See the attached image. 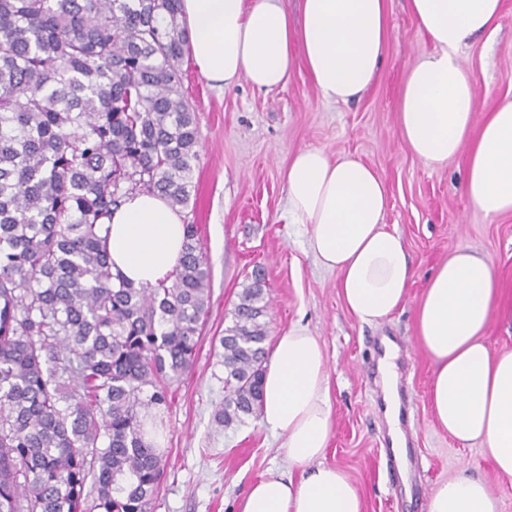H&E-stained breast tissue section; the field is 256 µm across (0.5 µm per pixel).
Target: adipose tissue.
Listing matches in <instances>:
<instances>
[{
  "mask_svg": "<svg viewBox=\"0 0 512 512\" xmlns=\"http://www.w3.org/2000/svg\"><path fill=\"white\" fill-rule=\"evenodd\" d=\"M180 7L188 54L219 88L242 76L261 90L282 87L300 62L324 99L348 102L370 88L390 46L387 0H302L297 21L283 0H181ZM501 8L502 0H409L437 50L411 69L397 114L402 139L427 167L465 157L466 195L487 216L512 213V99L477 120L474 81L457 52L498 26ZM283 177L288 221L336 271L348 311L379 322L403 306L414 273L402 237L384 223L385 181L354 157L312 147L291 155ZM108 227L112 269L134 285H156L182 259L183 219L161 195L128 196ZM495 311L512 321L491 261L461 248L429 278L415 331L434 362L429 398L439 426L461 445L480 444L512 479V352L494 354L484 340ZM330 420L323 347L307 327L293 326L264 366L260 421L284 436L301 474L269 472L239 512H363L349 476L323 462ZM428 512H499V499L462 470L433 488Z\"/></svg>",
  "mask_w": 512,
  "mask_h": 512,
  "instance_id": "adipose-tissue-1",
  "label": "adipose tissue"
}]
</instances>
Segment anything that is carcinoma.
I'll use <instances>...</instances> for the list:
<instances>
[{"label": "carcinoma", "instance_id": "carcinoma-1", "mask_svg": "<svg viewBox=\"0 0 512 512\" xmlns=\"http://www.w3.org/2000/svg\"><path fill=\"white\" fill-rule=\"evenodd\" d=\"M179 0H0V512H150L142 413L191 369L210 297L197 227L170 279L112 272L136 192L188 206L198 158ZM263 281L224 330L229 426L260 414Z\"/></svg>", "mask_w": 512, "mask_h": 512}]
</instances>
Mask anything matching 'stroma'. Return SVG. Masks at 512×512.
<instances>
[{"instance_id": "1", "label": "stroma", "mask_w": 512, "mask_h": 512, "mask_svg": "<svg viewBox=\"0 0 512 512\" xmlns=\"http://www.w3.org/2000/svg\"><path fill=\"white\" fill-rule=\"evenodd\" d=\"M389 2V53L369 90L346 103L323 99L300 68L282 88L262 91L242 77L220 89L191 60L182 62V92L198 126L194 189L182 216L200 227L211 295L193 367L172 382L166 406L148 415L165 461L152 512H238L268 472L299 474L288 462L284 436L259 419L227 427L214 420L224 400L219 339L233 323L246 274L256 268L265 274L267 343L295 325L323 343L332 413L323 461L347 473L364 512H427L436 484L463 469L499 493L500 512H512V483L478 447L462 446L436 425L429 402L434 364L414 328L428 277L463 247L493 262L502 293L512 300V214L487 217L473 207L464 190V157L432 169L407 149L398 101L411 68L435 46L419 30L408 0ZM458 58L475 79L482 112L512 97V0H504L499 27L470 40ZM307 147L333 158L354 155L389 185L384 222L401 234L414 279L404 306L381 322H361L346 309L336 273L315 260L298 226L285 219L282 172L290 155ZM386 336L400 341V383L407 391L408 453L401 464L390 447L376 370Z\"/></svg>"}]
</instances>
